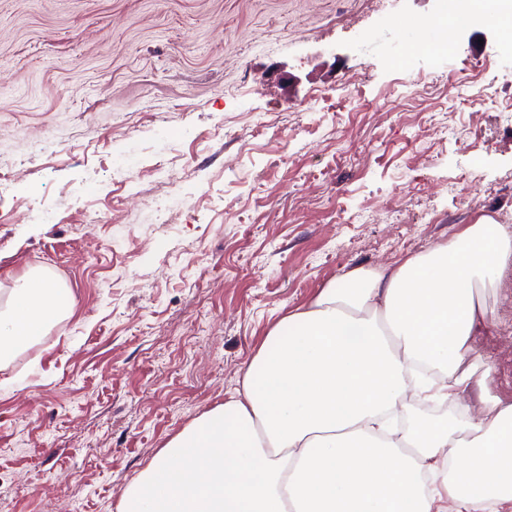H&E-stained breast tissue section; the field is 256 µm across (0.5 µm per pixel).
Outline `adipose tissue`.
<instances>
[{
    "instance_id": "1",
    "label": "adipose tissue",
    "mask_w": 512,
    "mask_h": 512,
    "mask_svg": "<svg viewBox=\"0 0 512 512\" xmlns=\"http://www.w3.org/2000/svg\"><path fill=\"white\" fill-rule=\"evenodd\" d=\"M512 275V226L487 216L395 264L349 271L270 329L238 388L175 436L124 494V512H500L512 504V400L466 360L481 291ZM40 270L0 306V362L71 315ZM451 418L394 426L407 397Z\"/></svg>"
}]
</instances>
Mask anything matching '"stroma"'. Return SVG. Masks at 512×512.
I'll list each match as a JSON object with an SVG mask.
<instances>
[{"instance_id":"stroma-1","label":"stroma","mask_w":512,"mask_h":512,"mask_svg":"<svg viewBox=\"0 0 512 512\" xmlns=\"http://www.w3.org/2000/svg\"><path fill=\"white\" fill-rule=\"evenodd\" d=\"M435 7L0 0V304L33 268L74 296L0 363V512H119L288 309L512 225V45L458 27L471 80L434 82L406 30ZM483 299L474 361L512 397V287Z\"/></svg>"}]
</instances>
